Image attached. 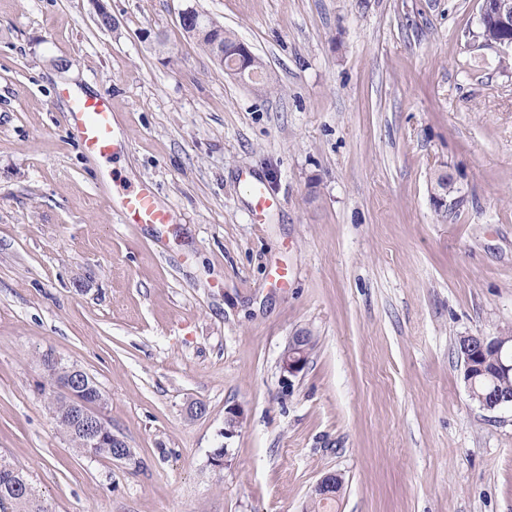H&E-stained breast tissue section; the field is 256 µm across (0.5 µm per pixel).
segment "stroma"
Here are the masks:
<instances>
[{"label": "stroma", "mask_w": 512, "mask_h": 512, "mask_svg": "<svg viewBox=\"0 0 512 512\" xmlns=\"http://www.w3.org/2000/svg\"><path fill=\"white\" fill-rule=\"evenodd\" d=\"M481 4L0 0V457L52 512H304L333 472L335 512H512V408L470 398L457 350L512 327V69ZM190 6L264 84L199 48ZM63 87L111 93L123 152L84 153ZM143 182L173 224L121 222ZM47 354L97 381L134 461L61 437ZM196 23L190 24L182 23L183 29L193 37L197 44L207 52L214 61L222 68L227 65V62L233 57L238 60L246 68V73L250 70L256 71L260 79H262V62L258 57H252L244 52L240 46V41L231 33L224 31V27L217 23V27L211 30H198L193 31V26ZM220 44L224 48L226 57L224 62L217 56L215 48ZM224 64V65H223ZM244 182L246 184L253 212L259 221H263L267 215L277 210V200L275 197L267 193L263 182L253 175L247 174L244 178ZM308 340V333L304 331H299L291 337L281 360L283 387L288 388L291 382L290 377H295L306 365L309 346ZM314 344L315 342L312 336L309 351L313 349Z\"/></svg>", "instance_id": "35a3bbf8"}]
</instances>
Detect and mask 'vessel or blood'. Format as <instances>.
I'll use <instances>...</instances> for the list:
<instances>
[{
    "mask_svg": "<svg viewBox=\"0 0 512 512\" xmlns=\"http://www.w3.org/2000/svg\"><path fill=\"white\" fill-rule=\"evenodd\" d=\"M71 130L87 156L104 158L122 151L124 143L113 124L112 99L109 94L87 95L66 88L60 93ZM249 200L258 219L275 212L278 203L268 194L262 181L253 175L244 178ZM118 214L129 224L163 227L172 223L170 210L160 207L151 185L143 183L123 190L118 199Z\"/></svg>",
    "mask_w": 512,
    "mask_h": 512,
    "instance_id": "1",
    "label": "vessel or blood"
}]
</instances>
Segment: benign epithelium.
Returning a JSON list of instances; mask_svg holds the SVG:
<instances>
[{
  "label": "benign epithelium",
  "mask_w": 512,
  "mask_h": 512,
  "mask_svg": "<svg viewBox=\"0 0 512 512\" xmlns=\"http://www.w3.org/2000/svg\"><path fill=\"white\" fill-rule=\"evenodd\" d=\"M496 19L506 32L496 46L507 51L512 49V0H499ZM454 186L446 183L433 189L432 199L440 210L448 209L459 198L452 196ZM308 333L297 332L291 337L282 360V384L290 386V378L296 376L307 363ZM463 361V377L466 387H473L476 373L486 372L491 368L498 375L512 374V353L508 352L505 344L491 336L469 335L461 337ZM494 350V359H485L486 349ZM56 386L60 390L59 399L68 402L75 408L74 423L79 433L86 441L94 445L104 437L103 416L100 408L105 404V397L97 383L86 372L76 366H68L54 371Z\"/></svg>",
  "instance_id": "benign-epithelium-1"
}]
</instances>
